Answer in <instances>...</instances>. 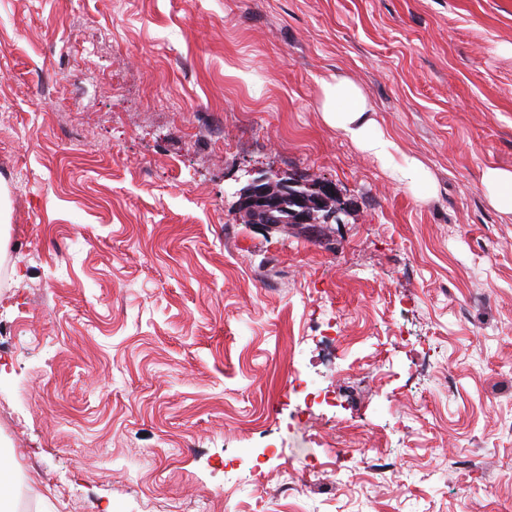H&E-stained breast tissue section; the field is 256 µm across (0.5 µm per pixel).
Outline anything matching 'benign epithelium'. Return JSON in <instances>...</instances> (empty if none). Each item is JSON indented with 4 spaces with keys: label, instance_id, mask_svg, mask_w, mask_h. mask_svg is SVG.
I'll return each mask as SVG.
<instances>
[{
    "label": "benign epithelium",
    "instance_id": "benign-epithelium-1",
    "mask_svg": "<svg viewBox=\"0 0 512 512\" xmlns=\"http://www.w3.org/2000/svg\"><path fill=\"white\" fill-rule=\"evenodd\" d=\"M236 196L240 220L267 230L286 229L290 224H328L336 218L335 190L327 181L261 174L249 179Z\"/></svg>",
    "mask_w": 512,
    "mask_h": 512
}]
</instances>
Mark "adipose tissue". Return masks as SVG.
Masks as SVG:
<instances>
[{
	"label": "adipose tissue",
	"mask_w": 512,
	"mask_h": 512,
	"mask_svg": "<svg viewBox=\"0 0 512 512\" xmlns=\"http://www.w3.org/2000/svg\"><path fill=\"white\" fill-rule=\"evenodd\" d=\"M321 110L329 125L342 131L361 151L389 168L397 182L411 185L419 179L420 162L413 158L395 161L391 140L383 132L373 131L372 107L354 82L346 78L323 82Z\"/></svg>",
	"instance_id": "1"
}]
</instances>
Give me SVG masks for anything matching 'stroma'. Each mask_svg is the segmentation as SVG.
I'll list each match as a JSON object with an SVG mask.
<instances>
[{"label":"stroma","mask_w":512,"mask_h":512,"mask_svg":"<svg viewBox=\"0 0 512 512\" xmlns=\"http://www.w3.org/2000/svg\"><path fill=\"white\" fill-rule=\"evenodd\" d=\"M336 76L423 183L325 123ZM493 167L512 0H0L16 512H512ZM252 171L338 222H241Z\"/></svg>","instance_id":"35a3bbf8"}]
</instances>
